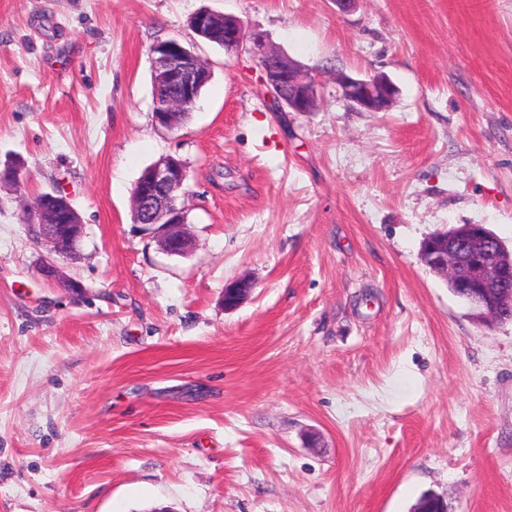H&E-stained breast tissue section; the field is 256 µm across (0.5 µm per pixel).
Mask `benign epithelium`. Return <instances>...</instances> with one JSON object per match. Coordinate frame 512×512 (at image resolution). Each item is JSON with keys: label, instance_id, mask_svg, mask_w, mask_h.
I'll return each instance as SVG.
<instances>
[{"label": "benign epithelium", "instance_id": "benign-epithelium-1", "mask_svg": "<svg viewBox=\"0 0 512 512\" xmlns=\"http://www.w3.org/2000/svg\"><path fill=\"white\" fill-rule=\"evenodd\" d=\"M194 28L202 32L224 26V49L239 51L246 46L241 22L233 17L201 10L192 16ZM251 51L258 56L267 90L281 108L290 112H311L317 106L318 80L305 74L286 56L266 48L259 34L251 38ZM154 83L172 89L169 94H155L153 121L172 131L178 127L177 116L196 99L198 87L209 81L207 64L176 39L156 43L151 50ZM336 84L343 98L363 112H386L398 94L397 86L383 74L358 78L339 72ZM22 165L10 161L0 167V187L14 186L20 180ZM188 170L184 162L165 156L150 166L138 180L132 199L133 221L156 225L164 250L171 255H185L193 246L184 231L187 214L182 204L186 195ZM29 223L38 228L40 240L49 248L42 262L43 275L67 288L75 284L64 279L57 259L75 253L84 237V224L67 197L46 192L26 205ZM479 224H463L450 231H440L421 245L420 259L433 273L463 290L464 299L476 320L484 325L501 322L503 308L512 304V268L501 264L494 255L493 240L480 231ZM253 290L246 278L224 286V309L240 306Z\"/></svg>", "mask_w": 512, "mask_h": 512}]
</instances>
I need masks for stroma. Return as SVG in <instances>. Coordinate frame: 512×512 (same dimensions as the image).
Masks as SVG:
<instances>
[{
    "mask_svg": "<svg viewBox=\"0 0 512 512\" xmlns=\"http://www.w3.org/2000/svg\"><path fill=\"white\" fill-rule=\"evenodd\" d=\"M201 9L317 75L284 112ZM211 71L152 121L150 49ZM383 73L389 111L333 75ZM187 166L192 250L134 223L142 173ZM0 512H512V322L477 325L420 260L483 224L512 250V0H0ZM85 237L45 279L26 202ZM251 295L225 310L231 281ZM192 22L194 28L202 33L204 30L211 31L224 24V33L223 30L216 31L209 43L227 51H239L246 46L243 26L236 18L215 14L209 10H201L192 16Z\"/></svg>",
    "mask_w": 512,
    "mask_h": 512,
    "instance_id": "1",
    "label": "stroma"
}]
</instances>
